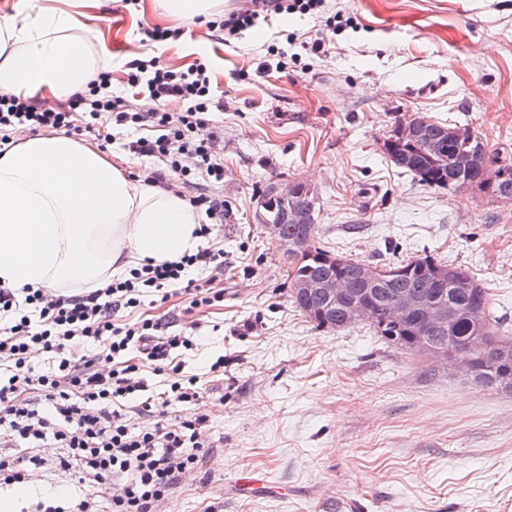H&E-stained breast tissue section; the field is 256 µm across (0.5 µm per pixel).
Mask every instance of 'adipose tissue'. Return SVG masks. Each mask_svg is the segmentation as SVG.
<instances>
[{
    "instance_id": "obj_1",
    "label": "adipose tissue",
    "mask_w": 512,
    "mask_h": 512,
    "mask_svg": "<svg viewBox=\"0 0 512 512\" xmlns=\"http://www.w3.org/2000/svg\"><path fill=\"white\" fill-rule=\"evenodd\" d=\"M81 20L43 0L0 15V94L80 91L93 58ZM200 216L181 193L129 179L97 147L49 131L0 155V283L92 291L194 253Z\"/></svg>"
}]
</instances>
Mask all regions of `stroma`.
Returning <instances> with one entry per match:
<instances>
[{
    "label": "stroma",
    "instance_id": "stroma-1",
    "mask_svg": "<svg viewBox=\"0 0 512 512\" xmlns=\"http://www.w3.org/2000/svg\"><path fill=\"white\" fill-rule=\"evenodd\" d=\"M85 12L80 37L116 91L125 63L148 55L139 24H173L163 0ZM333 16L351 27L328 31ZM318 33L327 45L314 53L305 43ZM156 55L171 69L209 65L219 104L208 130L224 180L200 171L179 190L226 201L222 225L201 241L224 252L222 301L191 310L178 294L129 314L175 315L202 344L184 352L183 373L199 379L210 446L167 512H512V390L434 367L362 325L316 328L254 217L269 183H307L319 197L317 246L379 267L426 254L461 268L512 338V203L425 188L383 149L415 114L471 126L512 158V0H322L316 14L258 22L227 44L200 23ZM111 134L80 140L131 178L159 169L125 150L126 129ZM61 454L49 450L28 481L0 488V512L86 494L110 512L96 485L59 466ZM247 473L265 487L240 490Z\"/></svg>",
    "mask_w": 512,
    "mask_h": 512
}]
</instances>
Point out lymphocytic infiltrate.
I'll return each mask as SVG.
<instances>
[{
    "mask_svg": "<svg viewBox=\"0 0 512 512\" xmlns=\"http://www.w3.org/2000/svg\"><path fill=\"white\" fill-rule=\"evenodd\" d=\"M320 6L321 0H244L206 27L213 40L223 42L259 18L307 15ZM126 68L125 90L112 91L111 72H98L64 111L41 108L31 97L0 95V144L10 130L52 127L95 135L107 124L151 127L156 136H139L128 149L165 164L154 181L166 182L171 173L185 181L201 170L222 182L224 164L207 132L214 95L205 64L175 72L154 56L132 60ZM172 102L180 111H168ZM196 269L223 279V250L201 248L173 262L148 263L131 270L128 279L89 293L0 284V435L17 449L16 455L0 456V486L27 479L30 467L44 462L41 449L62 448L60 466L107 491L111 512H156L196 469L208 446L207 414L169 416L175 404L203 399L196 378L183 375L181 353L193 349L194 340L165 333L159 319L131 323L119 316L152 293L168 301L170 287L177 285L190 308L221 301L222 292L192 279ZM79 338L86 348L76 349ZM37 352L53 354L50 371L33 366ZM148 369L165 376L163 391L147 394ZM134 415L148 418V425H132Z\"/></svg>",
    "mask_w": 512,
    "mask_h": 512,
    "instance_id": "1",
    "label": "lymphocytic infiltrate"
}]
</instances>
